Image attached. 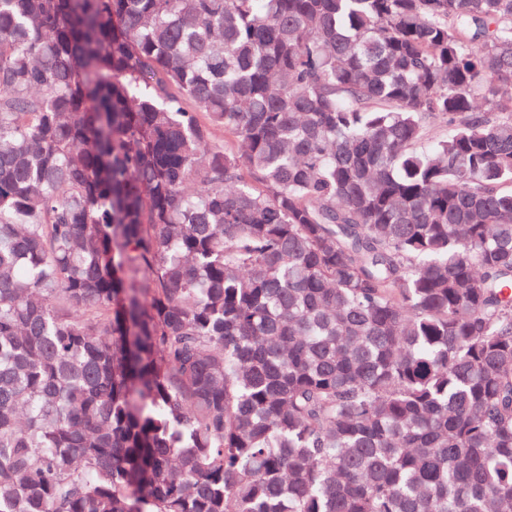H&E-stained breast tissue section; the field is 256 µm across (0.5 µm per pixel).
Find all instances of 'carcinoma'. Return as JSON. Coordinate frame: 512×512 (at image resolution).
<instances>
[{"label": "carcinoma", "instance_id": "obj_1", "mask_svg": "<svg viewBox=\"0 0 512 512\" xmlns=\"http://www.w3.org/2000/svg\"><path fill=\"white\" fill-rule=\"evenodd\" d=\"M0 512H512V0H0Z\"/></svg>", "mask_w": 512, "mask_h": 512}]
</instances>
